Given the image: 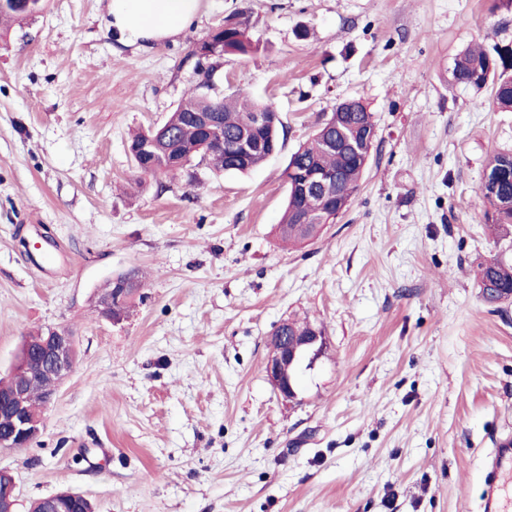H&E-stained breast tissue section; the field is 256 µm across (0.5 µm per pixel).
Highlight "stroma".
Listing matches in <instances>:
<instances>
[{"label":"stroma","instance_id":"stroma-1","mask_svg":"<svg viewBox=\"0 0 512 512\" xmlns=\"http://www.w3.org/2000/svg\"><path fill=\"white\" fill-rule=\"evenodd\" d=\"M236 12L259 48L224 55L215 91L273 105L282 150L246 175L140 177L129 133L201 83L193 45ZM105 19L106 0H45L0 29V377L38 328L70 327L78 349L37 442L0 447L17 512L65 489L94 512H480L512 434V299L487 305L476 285L494 253L479 185L488 151L512 148V112L449 68L512 38V14L201 0L149 51ZM347 97L377 124L360 189L319 236L282 243V173ZM131 269L139 297L101 318L99 286ZM289 317L326 338L292 402L265 373Z\"/></svg>","mask_w":512,"mask_h":512}]
</instances>
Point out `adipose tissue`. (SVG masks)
I'll list each match as a JSON object with an SVG mask.
<instances>
[{
  "label": "adipose tissue",
  "instance_id": "1",
  "mask_svg": "<svg viewBox=\"0 0 512 512\" xmlns=\"http://www.w3.org/2000/svg\"><path fill=\"white\" fill-rule=\"evenodd\" d=\"M201 0H108L106 22L121 41L148 51L195 21Z\"/></svg>",
  "mask_w": 512,
  "mask_h": 512
}]
</instances>
